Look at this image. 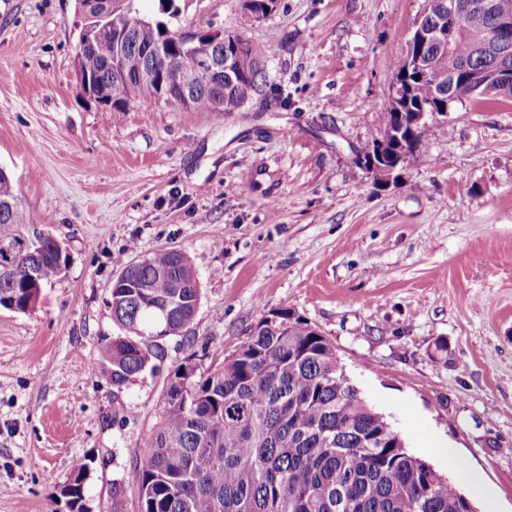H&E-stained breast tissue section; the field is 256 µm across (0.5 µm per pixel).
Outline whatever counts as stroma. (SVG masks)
I'll return each mask as SVG.
<instances>
[{"instance_id": "stroma-1", "label": "stroma", "mask_w": 512, "mask_h": 512, "mask_svg": "<svg viewBox=\"0 0 512 512\" xmlns=\"http://www.w3.org/2000/svg\"><path fill=\"white\" fill-rule=\"evenodd\" d=\"M176 4L173 28L274 48L266 105L112 111L78 90L76 0H0V167L67 256L33 308H0V512H68L78 458L89 512H140L170 370L217 364L280 308L333 344L411 453L444 473L431 435L458 448L491 490L478 512H512V103L427 115L401 181L379 186L355 153L424 0H278L262 21L241 0ZM165 248L199 281L192 331L115 388L87 370L121 332L112 281ZM88 471V460L77 459L72 465L70 478L60 489V494L66 499L70 512H85L83 507L85 501L84 481Z\"/></svg>"}]
</instances>
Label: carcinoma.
<instances>
[{
	"label": "carcinoma",
	"instance_id": "carcinoma-1",
	"mask_svg": "<svg viewBox=\"0 0 512 512\" xmlns=\"http://www.w3.org/2000/svg\"><path fill=\"white\" fill-rule=\"evenodd\" d=\"M113 9L134 23L123 63H111L109 40L77 46L78 71L103 90L114 112L135 98L159 102L161 86L179 76H197L191 103L162 102L184 112H236L263 95L265 62L272 48L236 33L224 50L238 66L224 83L210 87L201 70V47L171 45L154 61L151 82L134 79L149 63L144 52L163 41V24L138 23L133 0ZM278 0H242V9L268 18ZM450 0H425L421 27L448 26ZM496 17L465 12L449 45L416 43L422 69L400 65L392 86L407 89L402 108L378 114L380 139L401 125L402 112H448V89L436 77L484 69L473 41L491 37ZM465 97L512 102V79L479 87L456 84ZM224 98V110L216 107ZM54 238L29 222L10 178L0 175V308L27 311L40 290L61 274ZM200 288L189 257L161 249L125 264L112 281L113 320L124 334L101 341L92 371L107 374L122 389L163 361V343L187 334ZM148 454L136 471L141 512H471L469 498L429 463L413 455L392 425L361 396L345 375L330 341L308 320L281 308L262 316L246 339L207 372L186 360L169 375ZM86 459L72 465L61 487L69 512H84Z\"/></svg>",
	"mask_w": 512,
	"mask_h": 512
}]
</instances>
